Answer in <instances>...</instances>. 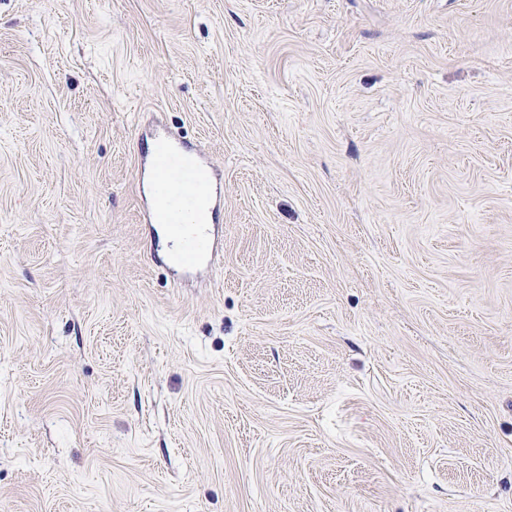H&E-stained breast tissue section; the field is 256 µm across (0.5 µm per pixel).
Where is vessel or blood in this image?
I'll return each instance as SVG.
<instances>
[{
    "instance_id": "vessel-or-blood-1",
    "label": "vessel or blood",
    "mask_w": 512,
    "mask_h": 512,
    "mask_svg": "<svg viewBox=\"0 0 512 512\" xmlns=\"http://www.w3.org/2000/svg\"><path fill=\"white\" fill-rule=\"evenodd\" d=\"M221 180V173L201 151L158 153L141 169V191L164 203L168 222L193 228L182 243L186 269L194 270L215 262L216 232L210 215L221 203L218 190Z\"/></svg>"
}]
</instances>
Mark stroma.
<instances>
[{
	"instance_id": "35a3bbf8",
	"label": "stroma",
	"mask_w": 512,
	"mask_h": 512,
	"mask_svg": "<svg viewBox=\"0 0 512 512\" xmlns=\"http://www.w3.org/2000/svg\"><path fill=\"white\" fill-rule=\"evenodd\" d=\"M0 512H512V0H0ZM144 164L139 180L141 191L165 204L170 224H190L193 227V232L182 243L185 270H194L202 265L212 266L218 246L210 213L221 203L218 185L222 174L202 151H165L164 154L151 156ZM180 185L194 188L208 186L206 203L202 202L198 192L180 190L177 188Z\"/></svg>"
}]
</instances>
